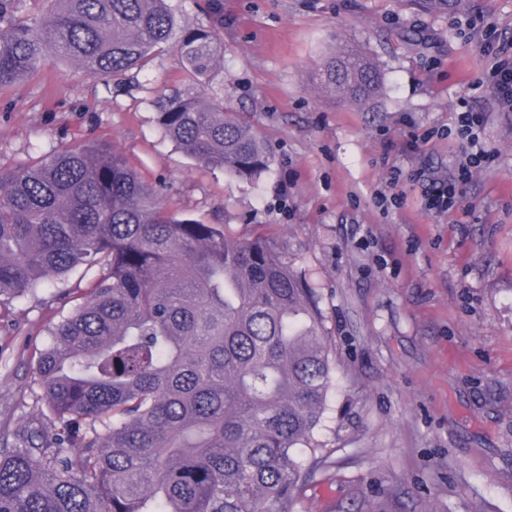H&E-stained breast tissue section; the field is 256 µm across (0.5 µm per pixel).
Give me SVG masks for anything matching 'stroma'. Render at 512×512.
I'll list each match as a JSON object with an SVG mask.
<instances>
[{"label":"stroma","mask_w":512,"mask_h":512,"mask_svg":"<svg viewBox=\"0 0 512 512\" xmlns=\"http://www.w3.org/2000/svg\"><path fill=\"white\" fill-rule=\"evenodd\" d=\"M213 88L256 132L269 170L247 180L164 136L154 98L191 82L175 44L105 91L55 56L0 88V170L109 142L167 207L225 236L274 240L315 288L335 354L328 459L291 512H512V112L479 90L489 25L512 47V0L454 15L412 0H222ZM348 44L373 56L371 110L314 80ZM493 161L459 182L462 106ZM456 183L449 211L430 197ZM0 307V448L34 405L33 367L59 291Z\"/></svg>","instance_id":"1"}]
</instances>
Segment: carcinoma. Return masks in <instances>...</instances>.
I'll list each match as a JSON object with an SVG mask.
<instances>
[{
	"label": "carcinoma",
	"instance_id": "1",
	"mask_svg": "<svg viewBox=\"0 0 512 512\" xmlns=\"http://www.w3.org/2000/svg\"><path fill=\"white\" fill-rule=\"evenodd\" d=\"M25 2L0 0V87L49 51L120 80L176 37L196 88L153 100L164 135L240 178L269 170L260 137L201 90L219 65L213 26L179 28L166 0ZM316 81L367 109L383 85L353 52L327 56ZM78 269L90 286L46 329L31 426L0 448V512H290L328 446L334 360L313 289L276 244L178 217L108 145L0 171V306Z\"/></svg>",
	"mask_w": 512,
	"mask_h": 512
}]
</instances>
